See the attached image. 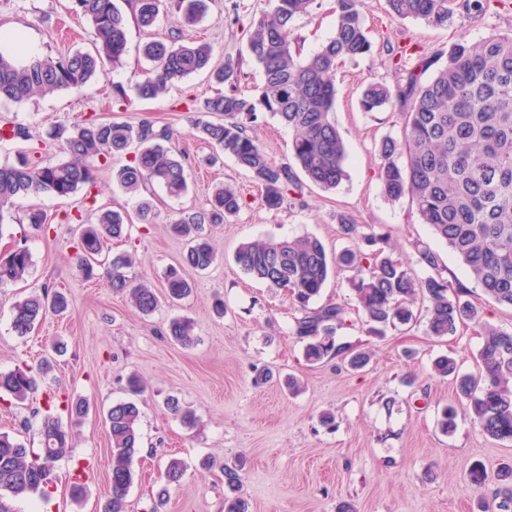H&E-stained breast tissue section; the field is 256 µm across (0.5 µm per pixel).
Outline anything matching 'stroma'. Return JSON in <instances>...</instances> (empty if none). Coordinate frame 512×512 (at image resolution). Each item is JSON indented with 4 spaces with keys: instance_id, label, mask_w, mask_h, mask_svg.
<instances>
[{
    "instance_id": "35a3bbf8",
    "label": "stroma",
    "mask_w": 512,
    "mask_h": 512,
    "mask_svg": "<svg viewBox=\"0 0 512 512\" xmlns=\"http://www.w3.org/2000/svg\"><path fill=\"white\" fill-rule=\"evenodd\" d=\"M134 0H115L127 22V55L123 66L106 70L81 91L61 90L21 103L0 102V121L29 125L37 138L52 126H72L88 116L131 125L144 120L166 125L183 153L188 190L173 199L157 186L130 195L115 180L126 164L117 157L97 171L98 192L67 198L46 193L17 200L14 219L0 228V248L26 239L33 267L23 281L0 288V372L21 362L39 363L53 356L52 368L38 375L33 399L0 405V432L38 446L47 414V391L84 399L89 411L76 428L70 453L56 464L60 477L50 503L18 499L15 512H102L108 500L111 443L104 414L113 402L127 398V380L138 376L146 389L138 398L141 450L133 460L134 483L127 497L128 512H224L225 497L234 495L248 512H482L497 485L474 489L466 480L469 468L483 463L488 473L512 464V443L485 436L467 413H459L452 435L437 426L444 405L456 402L450 379L432 370L442 355L457 359L463 370L476 371L482 343L477 327L465 323L455 335L436 338L425 322L371 335L361 323L337 329L338 342L372 350L370 363L353 370L334 359L309 365L303 345L292 334L297 307L284 288H270L243 273L235 262L238 248L258 238L284 239L311 235L328 251L347 246L340 215L387 235L395 255L417 277L438 272L463 284L466 298L484 319L512 330V309L489 300L468 276L460 258L423 224L408 199H387L377 179L376 149L383 137H400L397 113L390 108L363 111L360 98L373 82L394 84L398 78L386 52L387 44L413 45L423 50L447 49L459 40H480L512 30V4L495 5L483 13L454 16L434 27L420 20H394L385 0H364L363 12L372 43L370 53L342 63L337 73L335 120L345 141L348 176L336 189H304L305 208L268 210L251 174L232 159L216 156L214 148L196 136L192 122L203 101L219 92L207 73L175 83L154 100L131 98L114 107L112 86L132 89L149 63L142 47L167 40L182 28L178 0H163L152 27H141ZM207 10L190 33L209 42L214 65L242 58L236 87L255 94L263 83L261 69L245 60L246 30L252 19L268 10V0H206ZM334 0H317L310 14L297 19L296 32L306 51H316L330 36L336 21ZM22 36L36 45L39 56H58L91 48L93 28L75 0H0V41ZM255 132L278 162L290 159L293 133L276 118L259 113ZM234 186L243 198L241 211L224 223L205 225L204 232L218 253L208 270L192 273L193 293L176 305L161 304L146 316L124 295L112 291L105 274L88 280L80 273L73 249L78 224L95 223L99 211L124 209L136 213L149 203V222L134 223L112 253L126 252L134 263L126 274L163 292L164 274L178 265L185 240L170 224L200 209L217 184ZM32 206L43 209L50 230H35L24 220ZM81 223L65 222V214ZM430 247L437 269L421 264L415 244ZM64 292L69 307L46 314L27 336L11 327L13 303L44 286ZM223 314H216V300ZM187 318L195 341L185 347L165 334L168 322ZM301 386L289 392L286 376ZM194 410L195 426H185L167 406L168 398ZM331 424H323L322 415ZM185 465L179 485L160 495L162 473L170 458ZM237 469L240 484L229 489L225 467ZM87 473V494L81 503L69 495L67 479L76 470Z\"/></svg>"
}]
</instances>
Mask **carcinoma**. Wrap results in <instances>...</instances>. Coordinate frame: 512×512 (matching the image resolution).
I'll use <instances>...</instances> for the list:
<instances>
[{
  "label": "carcinoma",
  "instance_id": "carcinoma-1",
  "mask_svg": "<svg viewBox=\"0 0 512 512\" xmlns=\"http://www.w3.org/2000/svg\"><path fill=\"white\" fill-rule=\"evenodd\" d=\"M203 0H179L183 24L196 25ZM314 0H269L270 9L247 29L248 58L263 73L258 93L245 97L235 89L204 100L194 128L219 151L249 171L262 188L266 208L305 207L304 185L295 169L324 190L335 189L346 177V148L334 120L337 69L341 61L361 57L371 50L365 25L363 0H335L336 24L320 48L304 54L295 21L310 12ZM92 24L95 42L89 51L76 50L59 57L34 58L19 63L0 53V100L22 102L58 90H80L94 81L105 64L117 68L127 52L123 15L113 0H76ZM161 0H136L138 23H154ZM490 0H386L387 12L396 20L414 19L443 26L456 9L483 11ZM399 79L392 86L371 83L362 93L365 112L394 107L402 123L397 140L382 139L378 152V179L390 200L407 197L423 223L460 257L470 278L494 302L512 307V33H492L478 41L462 39L449 51L420 53L410 46H389ZM143 55L152 64L135 86L140 99H154L187 76L211 69L213 47L180 32L169 41L144 45ZM242 59L228 58L212 69L216 83L234 80ZM266 112L294 132L292 156L296 166L276 162L258 137L251 133L258 113ZM213 114L222 122L207 119ZM173 130L144 121L136 126L102 121L94 116L69 128L57 125L51 138L62 145L67 159L42 164L39 143L19 153L17 163L0 164V227L14 199L37 193L65 198L83 188L87 195L97 188L98 165L135 148L129 161L116 172V180L130 194L147 185L163 188L170 198L188 188L185 167L172 146ZM33 140L30 127L21 123L0 126V141ZM243 206L238 192L215 187L198 211L171 225L188 239L183 265L196 271L216 261L209 241L202 237L204 224H222ZM342 233L354 245L329 256L315 237L256 240L242 244L236 263L253 280L269 288H286L303 314L294 318L293 335L304 345L306 361L315 365L339 358L353 369L364 368L370 353L336 343V330L349 321L350 313L382 336L386 330L417 319L424 308L427 332L442 338L470 321L481 327L476 373L460 370L450 356H440L434 371L451 379L457 398L480 431L491 439L512 442V331L483 321L480 310L464 299L467 290L440 275L417 279L399 259L385 253L386 236L362 233L359 225L341 218ZM127 231V214L107 209L97 223L82 229L76 243L79 270L90 279L94 262L108 240L121 239ZM132 264L129 255L112 258L110 287L127 297L143 314L159 306L155 289L135 284L124 273ZM33 265L26 243L15 242L0 253V286L22 279ZM352 273L348 283L354 307L330 304L317 309L310 302L321 293L332 272ZM192 291L191 281L172 267L165 274V294L178 301ZM68 305L61 292L48 286L40 294L13 305L12 328L25 336L47 313ZM168 336L187 346L193 342L192 323L173 319ZM36 379L23 362L0 373V394L24 402L35 393ZM54 403L57 396L47 397ZM59 402V401H57ZM68 423L55 416L45 418L41 447L34 450L0 433V512H13L12 501L37 496L51 498L55 465L72 448L74 432L86 414L81 400L61 401ZM457 407L445 406L438 425L445 434L456 428ZM141 409L134 399L109 408L105 424L111 441L109 498L104 512H125L134 482L132 463L140 452ZM183 462L172 458L164 471L168 485L180 482ZM468 482L482 488L488 473L473 464ZM500 504H512V466L497 472Z\"/></svg>",
  "mask_w": 512,
  "mask_h": 512
}]
</instances>
